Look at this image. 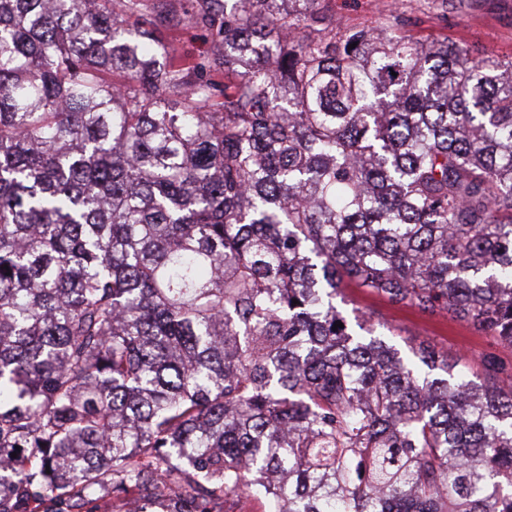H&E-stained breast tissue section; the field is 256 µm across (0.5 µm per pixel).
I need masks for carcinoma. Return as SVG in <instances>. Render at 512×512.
Listing matches in <instances>:
<instances>
[{"mask_svg": "<svg viewBox=\"0 0 512 512\" xmlns=\"http://www.w3.org/2000/svg\"><path fill=\"white\" fill-rule=\"evenodd\" d=\"M325 2L0 0V512H512V369L334 328L512 346V60ZM394 0H333L329 14H336L337 26L375 27L379 23L383 3ZM165 40L178 52L198 59L206 48L207 36L200 30H165ZM336 307L353 323L355 316L374 313L381 324L377 326V332L402 351H407L408 346L424 343L440 355L448 356V361L471 360L469 370L474 374L481 368L477 361L472 360L480 356L494 357L507 368H512V347L495 343L473 326L446 312L424 314L406 302L391 303L367 288L348 282L342 285L336 296Z\"/></svg>", "mask_w": 512, "mask_h": 512, "instance_id": "carcinoma-1", "label": "carcinoma"}]
</instances>
